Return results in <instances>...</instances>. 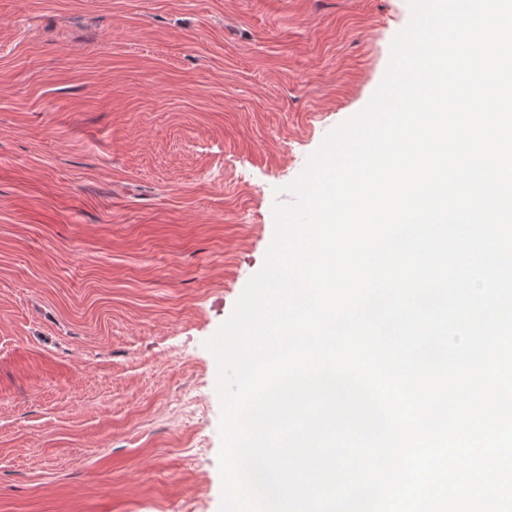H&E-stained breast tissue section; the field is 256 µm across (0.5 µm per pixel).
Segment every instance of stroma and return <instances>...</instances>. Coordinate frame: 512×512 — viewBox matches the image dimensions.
I'll use <instances>...</instances> for the list:
<instances>
[{"label":"stroma","mask_w":512,"mask_h":512,"mask_svg":"<svg viewBox=\"0 0 512 512\" xmlns=\"http://www.w3.org/2000/svg\"><path fill=\"white\" fill-rule=\"evenodd\" d=\"M407 0H0V512H219L206 348Z\"/></svg>","instance_id":"1"}]
</instances>
